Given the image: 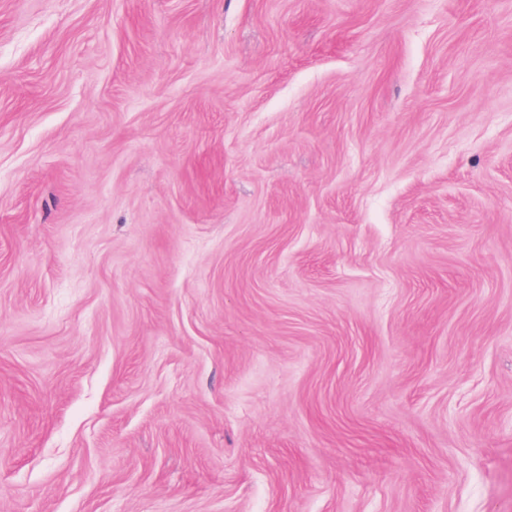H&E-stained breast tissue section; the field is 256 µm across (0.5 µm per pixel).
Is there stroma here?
Masks as SVG:
<instances>
[{
  "instance_id": "35a3bbf8",
  "label": "stroma",
  "mask_w": 512,
  "mask_h": 512,
  "mask_svg": "<svg viewBox=\"0 0 512 512\" xmlns=\"http://www.w3.org/2000/svg\"><path fill=\"white\" fill-rule=\"evenodd\" d=\"M0 512H512V0H0Z\"/></svg>"
}]
</instances>
